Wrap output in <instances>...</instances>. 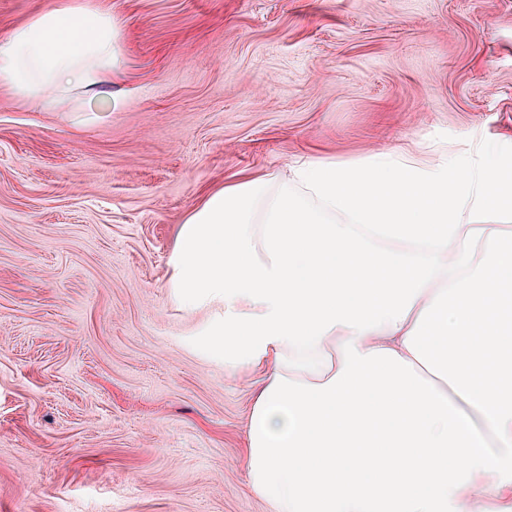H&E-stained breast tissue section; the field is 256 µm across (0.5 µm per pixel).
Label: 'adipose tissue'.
Masks as SVG:
<instances>
[{
    "label": "adipose tissue",
    "mask_w": 512,
    "mask_h": 512,
    "mask_svg": "<svg viewBox=\"0 0 512 512\" xmlns=\"http://www.w3.org/2000/svg\"><path fill=\"white\" fill-rule=\"evenodd\" d=\"M112 12L66 4L0 39V89L53 112L125 73ZM305 160L208 191L167 286L193 345L266 369L249 485L272 512H474L512 500V156Z\"/></svg>",
    "instance_id": "ef3b65f1"
}]
</instances>
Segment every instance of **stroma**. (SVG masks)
<instances>
[{
	"instance_id": "1",
	"label": "stroma",
	"mask_w": 512,
	"mask_h": 512,
	"mask_svg": "<svg viewBox=\"0 0 512 512\" xmlns=\"http://www.w3.org/2000/svg\"><path fill=\"white\" fill-rule=\"evenodd\" d=\"M89 2L122 23L121 81L56 112L0 90V512H270L265 372L193 348L179 226L302 157L511 153L512 0Z\"/></svg>"
}]
</instances>
